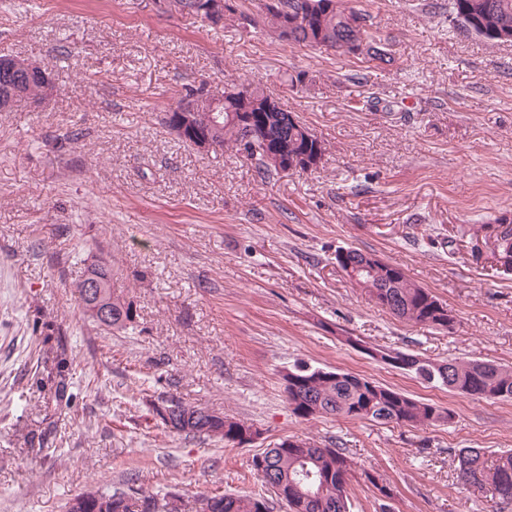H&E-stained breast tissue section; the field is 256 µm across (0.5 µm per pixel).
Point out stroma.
<instances>
[{
	"label": "stroma",
	"mask_w": 512,
	"mask_h": 512,
	"mask_svg": "<svg viewBox=\"0 0 512 512\" xmlns=\"http://www.w3.org/2000/svg\"><path fill=\"white\" fill-rule=\"evenodd\" d=\"M393 63L288 47L168 11L164 0H0V55L49 64L42 104L0 112V512H65L97 479L147 493L249 494L282 439L343 448L392 490L352 481V512H512L464 487L462 448L512 449V400L422 383L346 345L512 366V274L478 248L512 220V45L448 18V0H355ZM304 71L303 85L285 80ZM259 82L321 137L318 168L261 182L162 122L175 90ZM351 248L399 266L451 310L401 320L337 268ZM112 267L129 329L88 322L75 285ZM305 363L450 410L429 427L296 417ZM65 379L64 397L55 383ZM259 432L238 447L158 426L151 396Z\"/></svg>",
	"instance_id": "35a3bbf8"
}]
</instances>
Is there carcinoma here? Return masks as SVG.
<instances>
[{"instance_id": "cac0c4a2", "label": "carcinoma", "mask_w": 512, "mask_h": 512, "mask_svg": "<svg viewBox=\"0 0 512 512\" xmlns=\"http://www.w3.org/2000/svg\"><path fill=\"white\" fill-rule=\"evenodd\" d=\"M181 12L200 19L209 16L212 0H178ZM358 15L363 25L351 29L349 19ZM450 21L488 41H498L501 34H512V0H450ZM247 25L267 32L283 45L305 47L331 53H346L343 45L358 43L365 51L351 53L368 62H393L392 54L372 30L370 15L351 5L350 0H224L221 26ZM17 68L0 70V107L11 108L19 102H40L51 96L55 81L48 83L28 78L27 71L37 61L14 57ZM207 84L185 88L178 103L191 110V127L208 135L217 145L214 153L244 154L257 163L264 179L281 170L266 161L272 151L287 149L288 155H310L314 150L326 152L324 140L316 134L305 138L308 130L296 115L280 106L265 109L274 93L259 83L241 85L235 93H224L223 111L208 103ZM367 262V255L355 249L336 251V265L353 285L365 290L376 304L394 316L416 324L448 328V305L431 291L414 283L399 267L388 262L371 272L354 276L348 268ZM91 280L104 283L112 301V321L91 313L87 307L85 284ZM84 315L101 327L122 330L134 318L133 304L112 291V268L100 262L87 269L76 284ZM346 344L366 352L381 363L412 373L426 384L439 385L450 391L484 399H512V366L478 360L451 359L432 362L416 354L397 349L369 347L356 336L346 337ZM293 383L288 387V405L292 413L304 420L333 415L380 424L412 427L447 423L453 415L440 407L414 399L402 392L352 372L297 365L288 371ZM190 421L176 430L187 437H220L227 443L242 446L256 437L253 429L224 413L200 405H189ZM458 474L463 485L489 492L499 503L512 504V450L499 452L480 448H463L457 454ZM252 470L263 486L283 488L288 497V512H350L349 484L356 472L354 463L342 448H323L307 440L283 439L251 461ZM110 496L112 506L95 505L89 512H135L136 495L149 499L131 486L100 488ZM195 512H273L262 496L213 493L197 494Z\"/></svg>"}]
</instances>
